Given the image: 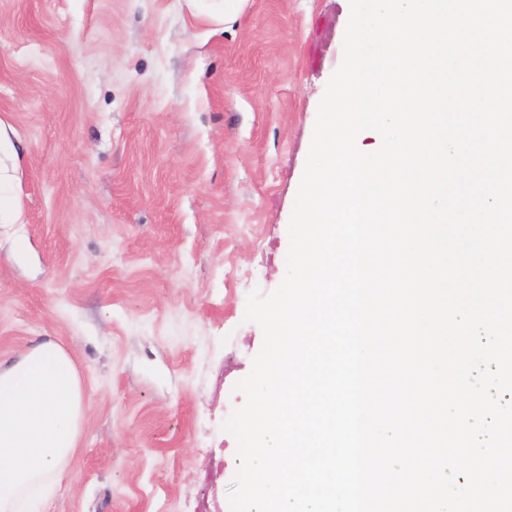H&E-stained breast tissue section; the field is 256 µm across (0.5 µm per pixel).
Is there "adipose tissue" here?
<instances>
[{
  "instance_id": "ef3b65f1",
  "label": "adipose tissue",
  "mask_w": 512,
  "mask_h": 512,
  "mask_svg": "<svg viewBox=\"0 0 512 512\" xmlns=\"http://www.w3.org/2000/svg\"><path fill=\"white\" fill-rule=\"evenodd\" d=\"M85 390L71 354L34 340L0 359V512H40L83 430Z\"/></svg>"
}]
</instances>
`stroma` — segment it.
Masks as SVG:
<instances>
[{"label":"stroma","instance_id":"1","mask_svg":"<svg viewBox=\"0 0 512 512\" xmlns=\"http://www.w3.org/2000/svg\"><path fill=\"white\" fill-rule=\"evenodd\" d=\"M349 0H0V359L69 348L87 414L42 512H231L222 428L263 346ZM196 15L219 25L234 23L247 0H187Z\"/></svg>","mask_w":512,"mask_h":512}]
</instances>
